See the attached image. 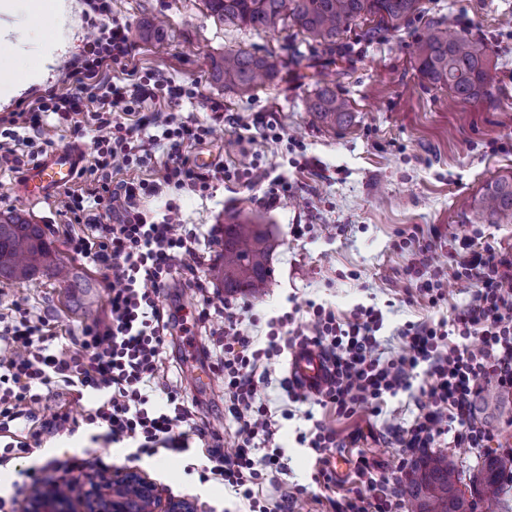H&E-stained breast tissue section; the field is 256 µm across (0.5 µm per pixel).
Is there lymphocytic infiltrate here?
<instances>
[{"instance_id":"obj_1","label":"lymphocytic infiltrate","mask_w":512,"mask_h":512,"mask_svg":"<svg viewBox=\"0 0 512 512\" xmlns=\"http://www.w3.org/2000/svg\"><path fill=\"white\" fill-rule=\"evenodd\" d=\"M131 50L128 27L112 21L90 41L80 70L19 112L20 130L0 132V167L11 170L53 149L48 128L77 139L92 138L93 150L78 173L89 189L80 194L65 191L59 213L65 224L82 227L68 236L71 252L113 283L107 322L86 328L72 351L57 345L58 334L49 320L32 319L22 303L13 302L10 314L0 313V432H9L12 422L24 424L22 434H12L0 449V461L19 458L40 447L46 437L70 430L72 418L64 409L39 412L47 390L90 395L87 423L103 428L106 440L135 446L142 454L151 456L162 448L182 453L204 435L162 372V333L170 325L184 327L186 321L164 315L154 299L172 286L174 270L190 272L200 263L197 240L184 232L175 206L166 205L158 220L141 199L157 195L163 185L202 194L210 190L212 174L190 162L193 147L207 131L179 121L171 112L156 116L155 124L162 129L158 137L143 136V123L118 121V114H134L145 102L173 103L193 94L164 80L151 85L114 83L111 67L128 68ZM137 148L147 155L159 150L161 185L142 179L113 181V174L130 169ZM114 212L120 214V223H106L107 214ZM478 237L476 229L464 231L460 241L467 253L452 266L455 277L475 281L477 293L453 320L401 329L406 355L387 361L374 356L383 317L372 307L357 308L345 322L320 307L310 328L296 330L294 345L318 349L328 363L322 404L352 417L363 405H378L385 396L411 390L421 367L430 378L418 388L426 402L412 423H388L391 438L410 450L450 442L484 447L488 435L478 426L475 412L481 387L512 388V257L478 245ZM215 314L224 320V333L214 344L224 369L228 412L237 429L232 451L218 446L210 450V472L218 482L242 490L252 512H294L293 495L282 494L268 506L247 488L258 477L252 451L276 432L258 396L260 384L268 380L263 361L277 345L256 347L254 338L239 329L233 306L216 309ZM453 329L463 337L479 335V344L450 342ZM160 389L166 401L152 405L151 396ZM356 475L364 493L339 504L337 512H401L402 500L391 479L374 478L363 458Z\"/></svg>"}]
</instances>
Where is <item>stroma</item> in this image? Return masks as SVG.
<instances>
[{"label": "stroma", "mask_w": 512, "mask_h": 512, "mask_svg": "<svg viewBox=\"0 0 512 512\" xmlns=\"http://www.w3.org/2000/svg\"><path fill=\"white\" fill-rule=\"evenodd\" d=\"M157 17L167 22L162 39H141L140 28ZM111 19L130 26L132 64L139 75L196 85L195 97L180 100L171 110L189 124L208 128L194 152L210 157L211 169L225 171L209 193L167 190L147 199V206L160 213L165 204L176 205L187 230L198 235L208 264L224 248V225L232 214L259 216L273 241L272 274L262 297L231 295L214 282L202 296L179 281L156 301L162 310L191 319L204 304L233 302L240 329L262 348L273 330L270 321L289 315L288 324L274 330L282 350L267 361L270 382L261 390L276 423L273 443L281 448L287 469L271 475L263 462L267 449L259 447L253 454L257 488L266 503L288 491L297 499L298 512H336L337 501L359 488L358 458H365L379 476L390 474L399 456L415 461V454L391 445L385 426L393 416L412 422L419 412L417 396L402 392L386 397L381 414L368 404L349 419L313 398L293 403L280 386L291 357L284 345L293 330L311 323L315 306L340 317L371 306L383 315L377 355L399 357L406 352L398 335L403 325L453 319L471 301L474 281L455 279L450 267L463 230L476 228L484 242L512 254V223H485L466 206L488 181L512 172V0H422L421 13L399 31L371 36L369 21H357L332 57L312 53L307 38L292 26L257 32L221 22L204 0H112L108 18L94 11L92 0H75L72 47L54 79L0 108V121H9L77 70L88 41ZM430 23L488 45L497 63L493 102L465 105L422 81L413 49ZM231 49L278 57L279 80L259 88L249 100L224 90L210 80L207 58ZM297 50L310 56L311 68L295 69ZM323 80L349 99L348 125L326 127L308 112L306 103ZM270 122L282 124L294 143L266 138ZM252 167L287 177L288 190L276 203L267 201L269 183L249 181ZM16 177V172L0 170V214L27 211L79 285L41 275L23 283L0 280V311L16 300L53 320L59 331L81 336L86 327L106 322L110 285L70 252L57 201L26 207L14 189ZM421 243L429 247V272L442 279V298L434 304L418 295L417 282L408 274ZM190 345L201 356L200 368L210 375L202 388L186 379L184 352ZM163 366L170 382L180 383V393L199 422L232 442L236 424L225 410L224 372L207 334L194 333L188 344L182 332L173 331L166 338ZM90 404V398L74 394L43 398L42 412L66 406L75 421L73 430L47 440L25 458L0 464V497L24 503L26 492L15 487L22 469H35L46 484L84 477L102 466L132 467L166 492L192 499L196 512H243L241 498L208 478L205 448L147 456L93 441L97 429L84 421ZM320 426L334 431L339 442L326 451L337 481L331 493L314 480L317 454L308 445Z\"/></svg>", "instance_id": "obj_1"}]
</instances>
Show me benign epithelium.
I'll return each instance as SVG.
<instances>
[{
  "label": "benign epithelium",
  "mask_w": 512,
  "mask_h": 512,
  "mask_svg": "<svg viewBox=\"0 0 512 512\" xmlns=\"http://www.w3.org/2000/svg\"><path fill=\"white\" fill-rule=\"evenodd\" d=\"M23 512H195L188 498H176L134 468H102L82 480L71 495L60 484L36 486L26 497Z\"/></svg>",
  "instance_id": "7a95c632"
}]
</instances>
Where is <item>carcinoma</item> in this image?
Masks as SVG:
<instances>
[{
    "mask_svg": "<svg viewBox=\"0 0 512 512\" xmlns=\"http://www.w3.org/2000/svg\"><path fill=\"white\" fill-rule=\"evenodd\" d=\"M217 19L255 31L271 32L290 24L321 48L336 52L350 26L364 17L397 29L421 11V0H205ZM211 79L240 97H251L264 82L279 78L280 61L243 51H226L209 57ZM495 68L492 54L480 39L451 35L438 24L427 27L417 47V69L434 87L446 88L459 102L475 103L490 97L488 86ZM308 111L326 126L351 120L347 98L330 87H321L309 99ZM474 207L490 224L512 221V177L487 184ZM269 232L250 217L234 215L224 225V254L210 268V276L230 293H264L269 266ZM40 272L55 276L54 251L38 224L21 214H0V278L23 283ZM512 470V457L485 455L472 481L473 498L458 494L461 482L455 462L444 453H425L415 462L406 482L411 512H474L478 501H497L502 495L503 474Z\"/></svg>",
    "mask_w": 512,
    "mask_h": 512,
    "instance_id": "cac0c4a2",
    "label": "carcinoma"
}]
</instances>
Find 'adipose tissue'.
Instances as JSON below:
<instances>
[{"mask_svg": "<svg viewBox=\"0 0 512 512\" xmlns=\"http://www.w3.org/2000/svg\"><path fill=\"white\" fill-rule=\"evenodd\" d=\"M43 13L60 27L70 19L65 0H0V104L45 85L66 52L64 39L37 24Z\"/></svg>", "mask_w": 512, "mask_h": 512, "instance_id": "adipose-tissue-1", "label": "adipose tissue"}]
</instances>
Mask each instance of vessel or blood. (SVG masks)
Wrapping results in <instances>:
<instances>
[{
  "mask_svg": "<svg viewBox=\"0 0 512 512\" xmlns=\"http://www.w3.org/2000/svg\"><path fill=\"white\" fill-rule=\"evenodd\" d=\"M85 161V150L70 144L47 154L30 165L16 185L20 196L30 204H39L54 198L69 186ZM289 377L305 391L317 394L327 385V369L318 351L303 348L290 361Z\"/></svg>",
  "mask_w": 512,
  "mask_h": 512,
  "instance_id": "1",
  "label": "vessel or blood"
}]
</instances>
